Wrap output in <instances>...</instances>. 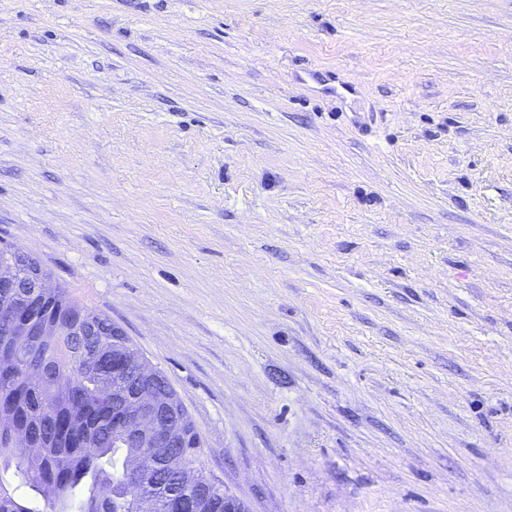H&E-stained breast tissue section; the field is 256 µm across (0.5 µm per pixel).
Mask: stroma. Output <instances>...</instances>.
I'll return each instance as SVG.
<instances>
[{"label":"stroma","instance_id":"stroma-1","mask_svg":"<svg viewBox=\"0 0 512 512\" xmlns=\"http://www.w3.org/2000/svg\"><path fill=\"white\" fill-rule=\"evenodd\" d=\"M1 244L249 512H512V0H0Z\"/></svg>","mask_w":512,"mask_h":512}]
</instances>
